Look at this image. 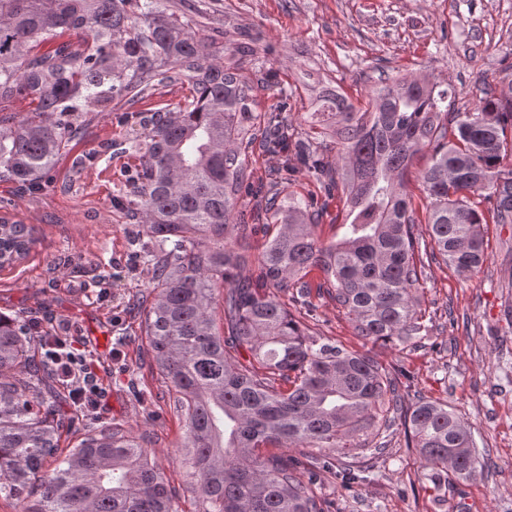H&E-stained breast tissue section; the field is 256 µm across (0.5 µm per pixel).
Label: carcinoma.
<instances>
[{
  "mask_svg": "<svg viewBox=\"0 0 512 512\" xmlns=\"http://www.w3.org/2000/svg\"><path fill=\"white\" fill-rule=\"evenodd\" d=\"M67 32L91 38V50L62 43L29 56L30 44ZM174 83L189 89L185 104L124 112L122 123L145 133L107 142L73 167L110 152L138 157L132 189L113 204L148 238L140 258L153 286L138 308L183 430L175 457L182 491L151 457V433L99 427L84 408L65 414L49 401L45 389L60 377L47 356L36 358L48 339L23 313L0 312V495L23 504L39 488V508L23 512H327L322 477L335 475L345 489L366 480L368 468L343 458L383 454L384 434L397 424L436 489L450 475L482 474L487 461L448 404L405 403L396 376L370 352L312 332L303 316L313 312L315 287L367 343L406 349L429 335L417 295L425 261L476 271L486 261L483 224L512 225V168L501 166L512 152V80L462 111L453 86L406 77L374 90L362 108L325 92L311 118L340 140L333 161L280 109L255 111L240 60L214 53L191 20L158 0H0V101L17 95L35 104L20 119L0 117V181L37 196L90 112ZM256 148L282 159L269 182L254 181ZM426 148L430 249L420 255L405 175ZM297 163L345 197L340 240L322 243L302 203L280 199ZM243 195L265 201L277 234L235 221ZM256 235L261 252L243 276L241 250ZM32 242L26 225L1 217L0 270ZM80 432L79 445L60 448L62 435ZM268 446L316 448L318 458L308 466L261 454Z\"/></svg>",
  "mask_w": 512,
  "mask_h": 512,
  "instance_id": "cac0c4a2",
  "label": "carcinoma"
}]
</instances>
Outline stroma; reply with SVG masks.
I'll list each match as a JSON object with an SVG mask.
<instances>
[{
  "mask_svg": "<svg viewBox=\"0 0 512 512\" xmlns=\"http://www.w3.org/2000/svg\"><path fill=\"white\" fill-rule=\"evenodd\" d=\"M169 6L185 11L220 51L249 46L244 66L276 76L271 87L256 88V111L278 107L302 132L316 109L317 87L335 89L359 107L382 79L411 75L453 85L460 108L477 104L482 89L512 79V0H169ZM124 110L115 101L89 115L39 199L0 182V215L32 227L35 238L22 261L0 271V312H24L36 327L71 336L105 392L100 420L123 424L135 436L153 432L151 454L177 485V417L167 400L134 399L136 391L160 389L135 307L152 284L140 272L133 225L111 203L135 159L118 156L72 171L76 157L126 137ZM67 182L71 190L62 191ZM285 190L299 201L326 204L316 229L321 241L341 237L334 221L343 208L339 194H325L302 171ZM484 231L487 260L479 272L461 274L440 261L425 267L421 304L433 328L423 347L377 345L371 353L383 366L402 369L406 399L452 406L488 469L471 481H449L438 497L427 468L397 431L383 457L371 460L364 483L345 490L337 479H323L319 492L328 512H512V227L488 224ZM312 302L318 332L362 349L335 302L318 295Z\"/></svg>",
  "mask_w": 512,
  "mask_h": 512,
  "instance_id": "obj_1",
  "label": "stroma"
}]
</instances>
